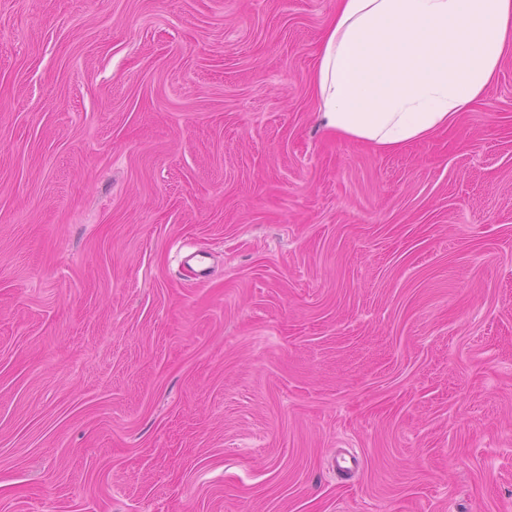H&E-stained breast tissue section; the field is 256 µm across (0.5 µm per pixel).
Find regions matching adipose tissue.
<instances>
[{
	"label": "adipose tissue",
	"mask_w": 512,
	"mask_h": 512,
	"mask_svg": "<svg viewBox=\"0 0 512 512\" xmlns=\"http://www.w3.org/2000/svg\"><path fill=\"white\" fill-rule=\"evenodd\" d=\"M512 51V0H336L312 75L324 125L393 153L480 100Z\"/></svg>",
	"instance_id": "adipose-tissue-1"
}]
</instances>
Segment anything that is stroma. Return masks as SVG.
Here are the masks:
<instances>
[{
  "instance_id": "1",
  "label": "stroma",
  "mask_w": 512,
  "mask_h": 512,
  "mask_svg": "<svg viewBox=\"0 0 512 512\" xmlns=\"http://www.w3.org/2000/svg\"><path fill=\"white\" fill-rule=\"evenodd\" d=\"M334 9L0 0V512H512V55L384 154Z\"/></svg>"
}]
</instances>
